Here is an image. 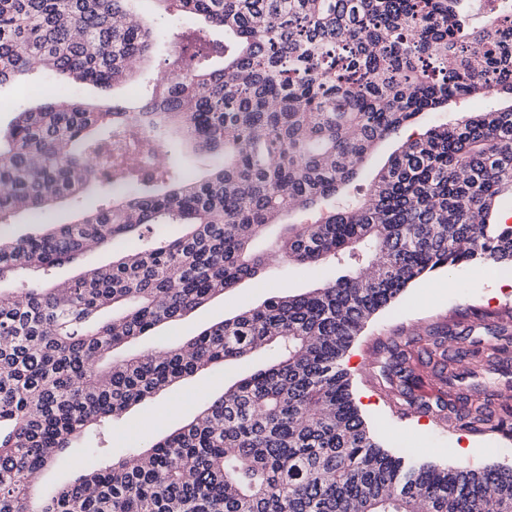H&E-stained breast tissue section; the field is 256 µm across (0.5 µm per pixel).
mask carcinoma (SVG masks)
Instances as JSON below:
<instances>
[{
	"label": "carcinoma",
	"instance_id": "cac0c4a2",
	"mask_svg": "<svg viewBox=\"0 0 512 512\" xmlns=\"http://www.w3.org/2000/svg\"><path fill=\"white\" fill-rule=\"evenodd\" d=\"M131 0H0V85L41 69L76 84L114 86L163 34ZM202 30L163 58L141 104L88 105L57 86L0 134V226L20 211L80 204L106 167V197L70 224L0 234V512H512V466L439 467L392 453L352 392L345 358L373 315L428 274L470 264L512 267V105L463 112L408 138L372 177L346 188L381 141L422 112L480 95L512 94V0H152ZM177 126L206 178L184 168ZM331 207L257 242L294 211ZM125 240L112 263L62 284L53 268ZM337 275L242 309L179 348L130 352L243 281L271 256ZM439 377L468 386L472 368L448 356L433 330ZM409 343H393L389 393L413 400ZM259 349L272 362L224 388L190 422L146 450L112 459L51 496L31 488L91 427L217 363ZM436 416L474 432L512 433L487 399Z\"/></svg>",
	"mask_w": 512,
	"mask_h": 512
}]
</instances>
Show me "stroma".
Here are the masks:
<instances>
[{"label":"stroma","mask_w":512,"mask_h":512,"mask_svg":"<svg viewBox=\"0 0 512 512\" xmlns=\"http://www.w3.org/2000/svg\"><path fill=\"white\" fill-rule=\"evenodd\" d=\"M57 76L25 73L0 87V128L8 129L15 119L16 107L38 108L44 96L53 91ZM512 278V269L488 270L465 265L451 271L440 270L409 287L389 308L368 325L365 333L348 353L355 400L365 418L374 426L386 448L396 452L412 451L437 464L482 468L492 464L512 465V437L499 432H472L438 421L434 414L415 412L400 406L388 396L381 370L387 359L384 344L416 337V351L427 347L429 331L455 326L449 337V349L469 347L474 341L492 337L490 327L505 313H512V288L501 285ZM320 277L305 266L276 260L267 266L262 282L245 281L211 303L200 307L172 325L139 340L136 350L159 345L176 347L185 337L238 313L249 305L261 304L270 294L287 287L295 291L319 285ZM267 351L253 353L247 360L220 364L170 387L156 398L141 403L107 433L114 456L145 446L151 437L161 436L193 419L212 396L226 385L264 366ZM84 437L73 440L63 453V466L44 470L35 483L39 496L51 494L57 486L72 481L90 461L82 452ZM468 450L459 456L458 447Z\"/></svg>","instance_id":"1"}]
</instances>
